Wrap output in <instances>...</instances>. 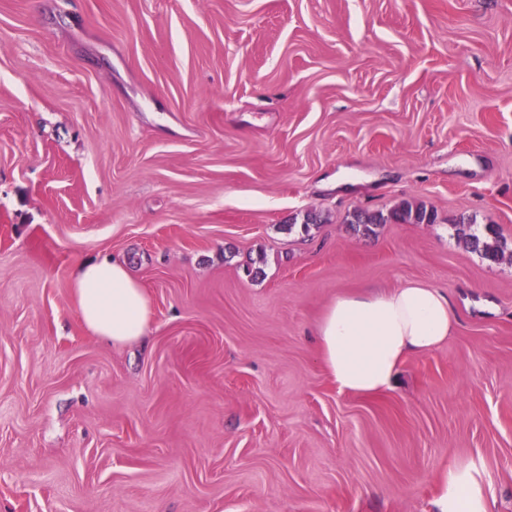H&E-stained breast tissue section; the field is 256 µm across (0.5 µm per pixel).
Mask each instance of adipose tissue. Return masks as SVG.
<instances>
[{"instance_id":"adipose-tissue-1","label":"adipose tissue","mask_w":512,"mask_h":512,"mask_svg":"<svg viewBox=\"0 0 512 512\" xmlns=\"http://www.w3.org/2000/svg\"><path fill=\"white\" fill-rule=\"evenodd\" d=\"M76 307L92 335L126 344L145 335L149 304L127 261L83 262L72 275ZM456 317L444 290L410 282L389 291L337 297L316 326L328 378L344 393L390 390L397 371L413 354L438 348L453 335ZM475 467L449 470L434 501L436 512H490Z\"/></svg>"}]
</instances>
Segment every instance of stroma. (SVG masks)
<instances>
[{
  "instance_id": "obj_1",
  "label": "stroma",
  "mask_w": 512,
  "mask_h": 512,
  "mask_svg": "<svg viewBox=\"0 0 512 512\" xmlns=\"http://www.w3.org/2000/svg\"><path fill=\"white\" fill-rule=\"evenodd\" d=\"M464 218L512 251V0H0V512H433L471 465L512 512V259ZM106 256L141 343L79 318ZM409 281L454 335L339 392L316 322ZM436 220V214L432 209H428L425 204L415 201H403L398 206L391 209L387 214L368 213L366 211H356L352 214L349 224H352L355 231L364 236L374 233L375 226L387 223H413V224H433ZM457 231V234L462 233L467 247L482 258L491 262H499L503 259L504 244L497 225L486 224L478 233H464L461 229ZM76 307L93 336L126 344L145 336L149 304L144 288L125 260L83 262L72 275Z\"/></svg>"
}]
</instances>
